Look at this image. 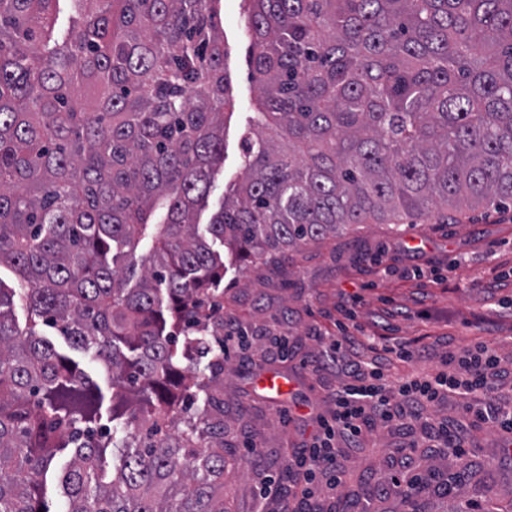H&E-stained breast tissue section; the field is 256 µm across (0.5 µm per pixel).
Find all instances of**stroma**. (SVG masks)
Returning <instances> with one entry per match:
<instances>
[{"instance_id":"1","label":"stroma","mask_w":512,"mask_h":512,"mask_svg":"<svg viewBox=\"0 0 512 512\" xmlns=\"http://www.w3.org/2000/svg\"><path fill=\"white\" fill-rule=\"evenodd\" d=\"M227 65L236 108L224 131V160L214 175L206 207L208 223L226 194L245 179L240 138L248 126L259 87L249 65L243 0H221ZM437 271L438 283L413 278V269ZM360 294L358 325L371 333L384 322L390 335L425 349L423 358L395 364L393 375L431 374L444 352L479 340L491 341L500 358L498 389L502 406L512 405V205L489 211L433 206L425 216H403L398 224H355L319 243L290 251L286 260L249 263L224 256V313L253 341L224 363V500L230 512H282L276 499L259 504L255 485L281 466L282 450L309 437L317 414L327 413L330 390L345 379L341 370L313 371L306 357H322L311 329L337 333L350 294ZM288 333L295 348L288 360L268 350L264 335ZM276 372L292 379L285 400L270 398L258 378ZM290 406L293 420L282 424L279 410ZM257 437L261 455L244 458V438ZM416 431L387 432L373 426L363 447L345 449L344 472L336 490L338 512H402L392 482L396 450L419 439ZM468 462L445 454L417 460L422 473L449 482L450 493L429 488L415 496L413 512H512V452L497 428L470 437Z\"/></svg>"}]
</instances>
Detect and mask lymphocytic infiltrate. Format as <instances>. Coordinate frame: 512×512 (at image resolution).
<instances>
[{
    "instance_id": "f902f5d3",
    "label": "lymphocytic infiltrate",
    "mask_w": 512,
    "mask_h": 512,
    "mask_svg": "<svg viewBox=\"0 0 512 512\" xmlns=\"http://www.w3.org/2000/svg\"><path fill=\"white\" fill-rule=\"evenodd\" d=\"M325 359L312 363L314 371L342 365L347 379L329 394L333 405L329 417H318V428L308 442L286 449L283 476L267 477L257 489L258 498L285 491L294 502L293 512H315L313 501L319 487L335 489L341 481L337 465L338 442L360 444L374 422L385 427L409 429L421 425L424 439L433 447L448 449L464 459L467 432L483 425H496L512 433V407L505 408L490 398L491 380L497 373L498 355L492 342L478 341L446 353L443 369L433 376L410 374L390 379L387 362L402 363L420 356V349L408 343L385 344L383 337L325 336ZM371 355L354 360L351 348ZM466 400L464 421L449 424L434 421L431 409L448 395Z\"/></svg>"
}]
</instances>
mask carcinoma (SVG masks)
Returning <instances> with one entry per match:
<instances>
[{"label":"carcinoma","instance_id":"1","mask_svg":"<svg viewBox=\"0 0 512 512\" xmlns=\"http://www.w3.org/2000/svg\"><path fill=\"white\" fill-rule=\"evenodd\" d=\"M218 2L0 0V266L26 285L0 282V512H49L67 447L65 512H229L224 249L512 201V0H244L246 177L199 229L235 106ZM39 320L104 366L112 428Z\"/></svg>","mask_w":512,"mask_h":512}]
</instances>
